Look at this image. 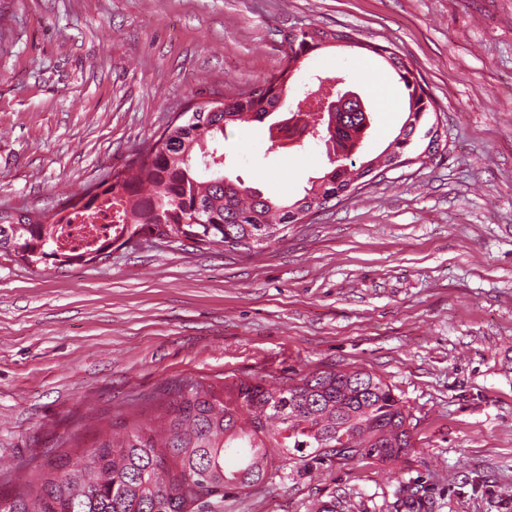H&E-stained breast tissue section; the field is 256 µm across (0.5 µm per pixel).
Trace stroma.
<instances>
[{
  "instance_id": "obj_1",
  "label": "stroma",
  "mask_w": 512,
  "mask_h": 512,
  "mask_svg": "<svg viewBox=\"0 0 512 512\" xmlns=\"http://www.w3.org/2000/svg\"><path fill=\"white\" fill-rule=\"evenodd\" d=\"M354 32L313 53L359 88L367 151L407 97L366 44L426 88L432 160L374 178L251 254L140 242L105 260L31 268L0 252V489L62 438L148 422L168 383L359 367L410 411L397 461L273 468L224 512H512V0H0V209H51L123 169L190 102L278 73L281 36ZM223 170L296 199L328 164L268 153L267 123L227 126Z\"/></svg>"
}]
</instances>
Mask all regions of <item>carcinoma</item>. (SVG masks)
Returning a JSON list of instances; mask_svg holds the SVG:
<instances>
[{"instance_id": "1", "label": "carcinoma", "mask_w": 512, "mask_h": 512, "mask_svg": "<svg viewBox=\"0 0 512 512\" xmlns=\"http://www.w3.org/2000/svg\"><path fill=\"white\" fill-rule=\"evenodd\" d=\"M329 43L357 44L349 32L313 27L284 37L280 74L228 102L193 106L189 119L172 120L154 142L131 154L126 169L100 183L102 191L59 215L0 210V251L38 267L81 262L125 235H173L201 248L258 252L283 238L290 214L325 209L342 187L360 185L361 166L348 159L329 167L292 202L264 194L240 178L205 177L209 144L237 121L263 122L285 101L300 60ZM386 61L407 94V117L387 147L368 159L375 172L406 156L430 112L431 101L408 64ZM325 143L359 132L363 113L348 112L337 131L319 133L316 113H303ZM319 136H314V133ZM107 204L118 230L93 247L59 250L55 226ZM157 423H135L123 435L102 434L71 459L64 441L53 460L14 490L8 512H217L230 490L261 483L275 457L295 455L307 469L330 458L388 462L412 447L410 411L392 386L363 369H326L280 383L228 375L163 387Z\"/></svg>"}]
</instances>
